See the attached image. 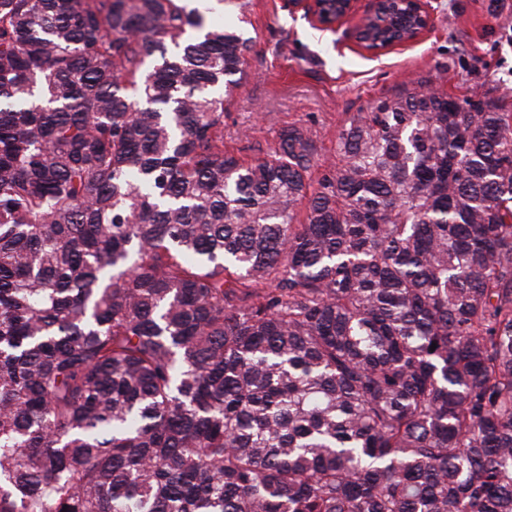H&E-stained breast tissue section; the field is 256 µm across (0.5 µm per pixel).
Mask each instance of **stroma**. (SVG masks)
Returning <instances> with one entry per match:
<instances>
[{
	"label": "stroma",
	"mask_w": 512,
	"mask_h": 512,
	"mask_svg": "<svg viewBox=\"0 0 512 512\" xmlns=\"http://www.w3.org/2000/svg\"><path fill=\"white\" fill-rule=\"evenodd\" d=\"M251 2L253 50L224 114V148L245 160L261 157L283 127L302 124L320 161H333L348 116L425 78L512 111V0H428L431 33L380 54L355 45L352 23L321 31L288 0Z\"/></svg>",
	"instance_id": "1"
}]
</instances>
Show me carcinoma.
Segmentation results:
<instances>
[{
  "label": "carcinoma",
  "mask_w": 512,
  "mask_h": 512,
  "mask_svg": "<svg viewBox=\"0 0 512 512\" xmlns=\"http://www.w3.org/2000/svg\"><path fill=\"white\" fill-rule=\"evenodd\" d=\"M232 5L0 0V512H512V112L246 162Z\"/></svg>",
  "instance_id": "cac0c4a2"
}]
</instances>
